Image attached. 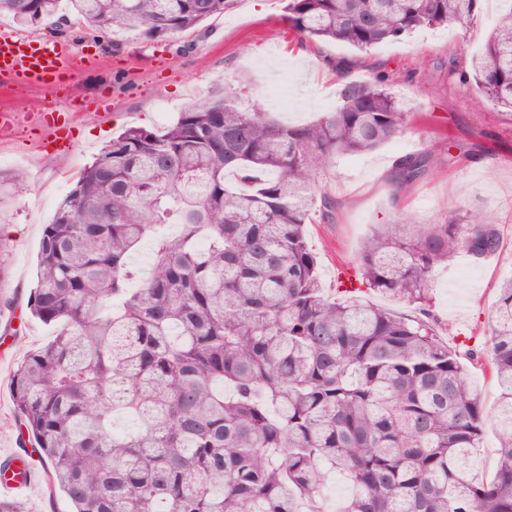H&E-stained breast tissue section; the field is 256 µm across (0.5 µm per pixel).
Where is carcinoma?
Instances as JSON below:
<instances>
[{
	"label": "carcinoma",
	"mask_w": 512,
	"mask_h": 512,
	"mask_svg": "<svg viewBox=\"0 0 512 512\" xmlns=\"http://www.w3.org/2000/svg\"><path fill=\"white\" fill-rule=\"evenodd\" d=\"M61 0H0L25 27L54 25ZM86 34L190 30L229 0H69ZM480 0H286L300 40L368 52L423 27L462 23ZM512 110V0L472 74L448 70ZM338 104L290 125L234 92L186 106L161 130L132 127L85 167L45 225L27 306L55 328L13 372V419L38 449L50 494L73 512H512V279L492 306L489 355L443 344L431 276L459 251L500 247L498 225L379 224L331 299L305 225L332 218L321 185L336 158L397 138L406 112L383 74L346 81ZM437 164L399 157L401 189ZM233 172L238 186L227 187ZM150 246L149 268L132 257ZM490 364L500 394L498 462L477 475L485 412L464 358ZM363 298L371 303L398 312L401 315L406 316L408 318L417 317L425 319L422 313L419 312L418 309H416V306L409 305L401 301H395L392 298L386 296L385 294L368 291L366 294L363 295ZM347 488V492L345 489ZM348 486L344 479L340 476L332 477L326 484L324 489V495L326 499V507L328 509H333L334 511L329 512H337L344 500L348 497Z\"/></svg>",
	"instance_id": "carcinoma-1"
}]
</instances>
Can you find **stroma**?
Listing matches in <instances>:
<instances>
[{"instance_id":"1","label":"stroma","mask_w":512,"mask_h":512,"mask_svg":"<svg viewBox=\"0 0 512 512\" xmlns=\"http://www.w3.org/2000/svg\"><path fill=\"white\" fill-rule=\"evenodd\" d=\"M498 6V0H481L466 23L422 28L367 53L341 42H298L282 0H230L223 15L155 41L126 31L94 42L72 19L60 28L26 29L0 18V37L55 41L78 64L53 91L32 88L27 116L0 135V460L25 448L13 422L10 377L24 350L52 337L51 327L26 315L45 224L113 135L127 127L161 129L186 104L227 85L249 109L269 112L282 76L291 75L287 87L297 109L279 118L303 124L336 107L343 82L385 74L406 125L392 142L340 157L329 170L325 185L336 202L335 219L306 227L322 287L335 296L339 268L354 265L374 225L408 218L444 224L480 214L499 225L500 249L480 260L461 252L437 267L430 305L434 327L449 347L464 349L470 336L488 346L496 291L512 277V115L477 88L460 85L448 69H470ZM49 108L66 115L67 150L37 128L36 113ZM421 152L438 157V165L393 193L389 174L396 158ZM18 171L27 180L20 191L9 182ZM468 379L486 413L480 450L485 477L498 458L493 413L499 390L489 367H471ZM34 469L33 485L20 496L29 512H71L65 497L50 494L42 462Z\"/></svg>"}]
</instances>
